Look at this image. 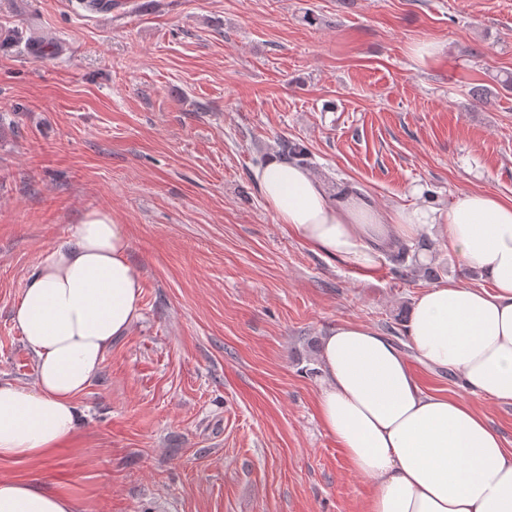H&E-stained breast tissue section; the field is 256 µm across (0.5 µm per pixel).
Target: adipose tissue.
I'll use <instances>...</instances> for the list:
<instances>
[{
    "instance_id": "obj_1",
    "label": "adipose tissue",
    "mask_w": 512,
    "mask_h": 512,
    "mask_svg": "<svg viewBox=\"0 0 512 512\" xmlns=\"http://www.w3.org/2000/svg\"><path fill=\"white\" fill-rule=\"evenodd\" d=\"M254 179L278 223L367 276L421 226L444 225L449 250L488 285L429 287L405 334L421 363L460 374L476 396L512 404V199L461 190L444 211L383 210L278 155ZM129 252L123 226L93 210L30 274L13 321L36 359V384L0 381V461H46L73 439L78 398L141 315ZM319 356L320 418L351 467L373 479L367 512H512V454L466 400L424 393L389 337L342 323L322 337ZM0 512H77V504L1 477Z\"/></svg>"
}]
</instances>
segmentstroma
Returning a JSON list of instances; mask_svg holds the SVG:
<instances>
[{"label":"stroma","mask_w":512,"mask_h":512,"mask_svg":"<svg viewBox=\"0 0 512 512\" xmlns=\"http://www.w3.org/2000/svg\"><path fill=\"white\" fill-rule=\"evenodd\" d=\"M511 73L512 0H0V381L33 387L13 309L87 212L124 225L142 279L76 442L0 477L63 487L78 512H365L374 482L317 408L320 339L346 322L512 451V404L470 397L404 334L426 288L486 285L443 225L418 233L420 270L364 277L278 224L253 178L285 137L384 209L512 198Z\"/></svg>","instance_id":"obj_1"}]
</instances>
